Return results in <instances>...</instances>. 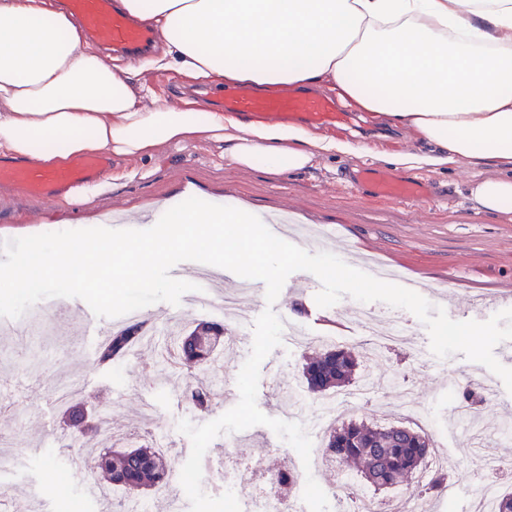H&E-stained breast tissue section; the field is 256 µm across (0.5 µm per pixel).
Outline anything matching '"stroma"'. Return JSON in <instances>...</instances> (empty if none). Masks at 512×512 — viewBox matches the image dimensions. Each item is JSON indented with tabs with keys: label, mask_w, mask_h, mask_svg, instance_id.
Segmentation results:
<instances>
[{
	"label": "stroma",
	"mask_w": 512,
	"mask_h": 512,
	"mask_svg": "<svg viewBox=\"0 0 512 512\" xmlns=\"http://www.w3.org/2000/svg\"><path fill=\"white\" fill-rule=\"evenodd\" d=\"M145 76L155 92L175 103H193L203 108L207 100L197 93L198 82L173 69H150ZM353 125L332 129L333 137L361 147V154H336L315 160L305 170L272 175L261 170L239 168L224 157L221 147L204 142L171 144L154 156L113 160L109 179L89 187L74 203L47 207L0 188V241L19 237L95 227L117 228L119 213L129 217L132 229H146L143 213L163 205L196 197L215 205L236 201L261 215L284 214L304 223L322 225L332 236L326 249L339 258L372 257L400 271L399 285L426 288L427 300L443 307L457 321H485L493 311L512 308V213L489 215L479 212L469 191L473 182L497 176L494 168L451 163L441 168L405 169L394 165L397 154L427 151L406 129L372 117L348 105ZM371 165L399 180L419 181L426 200L417 204L371 199L355 187L350 173ZM295 284L283 288L274 304L281 319L298 323L303 338L285 342L263 361L257 405L266 415L286 419L285 406L296 388L302 387V355L325 345H344L364 353L367 338L354 322L329 323L327 309L315 302L321 289L316 276L295 272ZM495 300L494 310H477L472 302L480 296ZM265 298L243 308V332L232 335L233 347L209 365L198 369V377L218 382L219 392L209 413L193 410L183 399L184 379L158 367L152 350L133 347L123 358V374L100 363L90 325L79 316L58 315L48 301H40L23 316L13 319V335H0V376L25 381L21 406L0 402V429L12 431L15 439L0 447V493L7 494L15 512H123L125 495L115 492L102 502L83 495L79 486L88 471L69 474L71 459L63 450L66 425L55 399L58 387L72 384L82 389L89 411L108 410L112 439L116 445L140 441L145 432L143 406H150L158 424L167 431L166 449L172 468H181L191 452L189 438L177 429L179 420L199 425L212 421L239 400L237 374L245 361L239 343H252L253 323L266 307ZM164 345H171L176 326L197 321L223 320L224 313L209 304L194 308L165 302L141 310ZM408 323L417 332L425 362L412 353L390 346L381 348L376 360L364 359L361 380H379L378 397L351 411V418L371 423L403 422L417 426L419 412L432 413L440 433L447 437L445 453L452 485L459 498L429 496L418 483L395 490L372 491L361 479L341 485L338 465L324 458V440L315 438L312 452L321 462L312 475L326 493L331 508L354 495L376 494L386 512H395L402 500L421 502L429 512H461L462 500L476 497L472 479L476 461L493 454L512 458V440L502 430L512 425V393L497 384L498 397L482 404L484 421L480 431L455 426L448 410L463 388L459 376H488L484 366L463 354L446 359L430 355V339L416 316ZM232 448L236 460L263 473L278 465L303 473L299 454L270 428L258 425L228 433L209 445L204 470H211L212 454Z\"/></svg>",
	"instance_id": "1"
}]
</instances>
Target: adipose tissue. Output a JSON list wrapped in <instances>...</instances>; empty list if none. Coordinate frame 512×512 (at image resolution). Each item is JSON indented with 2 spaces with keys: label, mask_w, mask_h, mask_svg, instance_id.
<instances>
[{
  "label": "adipose tissue",
  "mask_w": 512,
  "mask_h": 512,
  "mask_svg": "<svg viewBox=\"0 0 512 512\" xmlns=\"http://www.w3.org/2000/svg\"><path fill=\"white\" fill-rule=\"evenodd\" d=\"M157 29V69L263 90L329 86L431 145L397 164L499 167L470 190L487 214L512 213V0H120ZM222 145L235 166L274 175L350 142L252 123L155 94L113 67L45 0H0V156L53 164L88 153L152 156Z\"/></svg>",
  "instance_id": "adipose-tissue-1"
}]
</instances>
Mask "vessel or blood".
I'll return each instance as SVG.
<instances>
[{"instance_id":"vessel-or-blood-1","label":"vessel or blood","mask_w":512,"mask_h":512,"mask_svg":"<svg viewBox=\"0 0 512 512\" xmlns=\"http://www.w3.org/2000/svg\"><path fill=\"white\" fill-rule=\"evenodd\" d=\"M61 5L80 20L90 40L106 55L135 61L155 42V31L131 21L118 10L115 0H61ZM208 95L224 111L251 115L264 122H294L315 128L350 122L348 112L335 98L311 90L290 88L268 96L248 85L226 83L210 88ZM111 168L109 157L98 155L59 166L0 161V186L54 204L67 192L104 182ZM356 180L369 184L379 198L415 200L424 194L421 185L391 178L372 166L360 169Z\"/></svg>"}]
</instances>
